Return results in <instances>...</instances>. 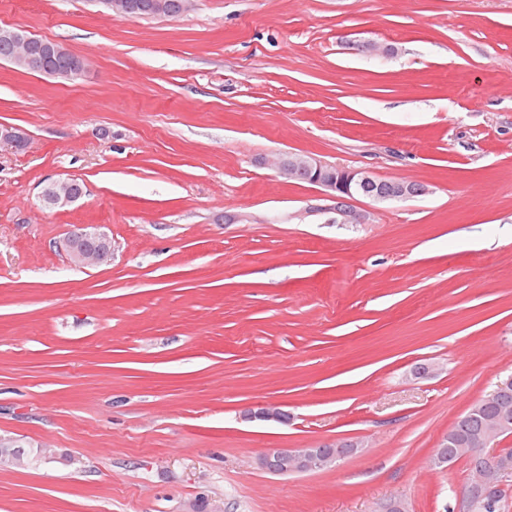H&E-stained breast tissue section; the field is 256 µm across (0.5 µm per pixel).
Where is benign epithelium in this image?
I'll use <instances>...</instances> for the list:
<instances>
[{
  "label": "benign epithelium",
  "instance_id": "7a95c632",
  "mask_svg": "<svg viewBox=\"0 0 512 512\" xmlns=\"http://www.w3.org/2000/svg\"><path fill=\"white\" fill-rule=\"evenodd\" d=\"M106 8L117 18L135 15L138 4L134 0H106ZM1 58L20 63L34 74L66 78L74 71L85 69L84 61L70 65H59L65 58V51L57 42L40 41L23 28H16L3 38ZM273 166L288 179H302L318 185L326 191L336 207L348 204L363 194L367 187L376 185L378 179L363 169H342L331 171L330 166L312 154L290 153L277 157ZM71 180H52L45 183L41 191L42 202L50 208L64 207L80 195L70 192ZM104 235L89 230L83 225L66 241L71 260L78 265H96L106 262L111 252L102 250L92 242ZM249 418L262 421L285 422V413L277 405H259L249 412ZM506 431V426L493 423L487 436L481 442L483 465L473 469L474 478L468 483L470 493L481 497H492L494 490L502 486V477L512 472V452L497 448L488 450L489 441ZM17 444L0 437V463L25 464L23 456L15 451ZM259 467L271 474H305L324 470L336 465V454L326 453L319 448H271L258 458Z\"/></svg>",
  "mask_w": 512,
  "mask_h": 512
}]
</instances>
